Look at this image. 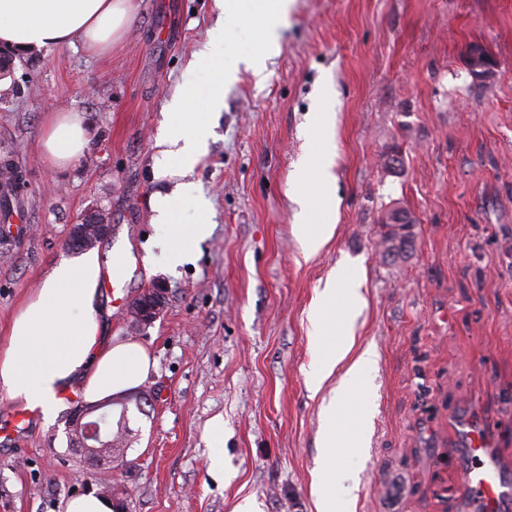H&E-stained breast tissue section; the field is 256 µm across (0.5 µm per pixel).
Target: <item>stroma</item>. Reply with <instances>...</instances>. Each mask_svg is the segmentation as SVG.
Here are the masks:
<instances>
[{
	"label": "stroma",
	"instance_id": "obj_1",
	"mask_svg": "<svg viewBox=\"0 0 512 512\" xmlns=\"http://www.w3.org/2000/svg\"><path fill=\"white\" fill-rule=\"evenodd\" d=\"M133 19L105 53L47 46L13 55L0 81V159L22 188L0 191V347L5 326L69 257L65 238L86 212L111 217L100 253L131 247L118 288H101L108 332L156 362L132 394L129 444L114 484L123 512H316L322 429L310 391L308 310L337 265L364 270L357 348L377 358L371 443L356 463V512H475L459 487L463 423L488 424L497 462L512 470V0H295L280 50L260 71L239 67L210 115L189 175L208 201L212 233L193 265L169 269L143 248L164 114L186 70L262 47V24L223 19L215 0H133ZM226 38H209L216 23ZM492 74L473 75L470 45ZM80 112L91 142L64 169L44 159L51 112ZM331 112L335 231L304 257L292 172L311 113ZM402 166L387 168V155ZM414 217L412 243L382 256L381 219ZM160 317L135 331L130 302L155 282ZM0 387V512H63L98 490L70 447L71 410L10 421ZM224 420V475L209 471V423Z\"/></svg>",
	"mask_w": 512,
	"mask_h": 512
}]
</instances>
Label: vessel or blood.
<instances>
[{"label":"vessel or blood","mask_w":512,"mask_h":512,"mask_svg":"<svg viewBox=\"0 0 512 512\" xmlns=\"http://www.w3.org/2000/svg\"><path fill=\"white\" fill-rule=\"evenodd\" d=\"M465 439V458L460 470L465 491L481 504L483 512H512V475L495 461L484 427L468 424Z\"/></svg>","instance_id":"obj_1"}]
</instances>
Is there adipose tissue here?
<instances>
[{
    "mask_svg": "<svg viewBox=\"0 0 512 512\" xmlns=\"http://www.w3.org/2000/svg\"><path fill=\"white\" fill-rule=\"evenodd\" d=\"M292 2L221 0L219 7L228 16L263 20L264 53L270 55L279 49L277 30ZM132 17L131 0H0V45L26 52L79 44L98 54L122 37ZM260 56L244 47L236 62L256 68ZM236 62H207L188 71L182 94L165 116L179 144L165 150L170 165L158 170V178L183 175L194 167L203 150L207 115L219 108L224 80ZM88 142L83 118L53 114L43 138L45 158L54 166L69 164L83 154ZM331 182L329 170L313 171L309 162L295 169L292 195L300 207L296 231L304 255L318 252L334 234V225L314 218L316 210L335 205ZM150 208L158 228L155 245L168 260L189 259L211 233L206 202L196 195L193 183L184 181L171 192L155 193ZM186 210L193 213V223H178V215ZM125 260L122 253L103 256L95 251L76 262L60 259L13 316L9 342L0 350V386L12 399L39 410L44 420L60 413L55 395L71 385H79L84 401L94 404L133 392L154 368V359L140 343L104 339L108 314L100 304V278L104 270ZM364 304L359 275L340 269L318 291L308 312L311 389L325 394L318 512L355 509V463L367 446L373 409L369 373L374 353L353 351V327Z\"/></svg>",
    "mask_w": 512,
    "mask_h": 512,
    "instance_id": "adipose-tissue-1",
    "label": "adipose tissue"
}]
</instances>
